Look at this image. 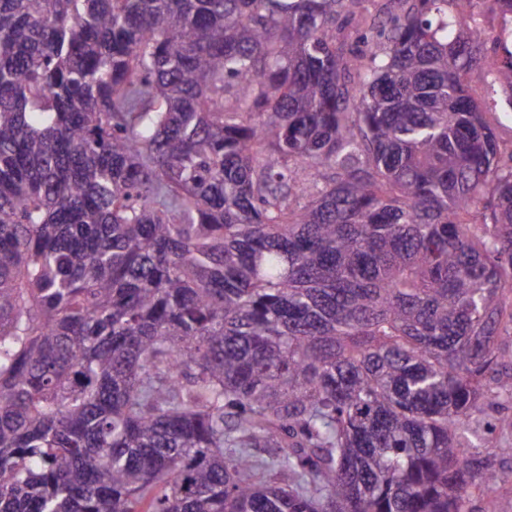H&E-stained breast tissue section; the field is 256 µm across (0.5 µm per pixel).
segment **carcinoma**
<instances>
[{"instance_id":"cac0c4a2","label":"carcinoma","mask_w":512,"mask_h":512,"mask_svg":"<svg viewBox=\"0 0 512 512\" xmlns=\"http://www.w3.org/2000/svg\"><path fill=\"white\" fill-rule=\"evenodd\" d=\"M0 0V512H473L512 399L483 0ZM512 97V52L497 72Z\"/></svg>"}]
</instances>
